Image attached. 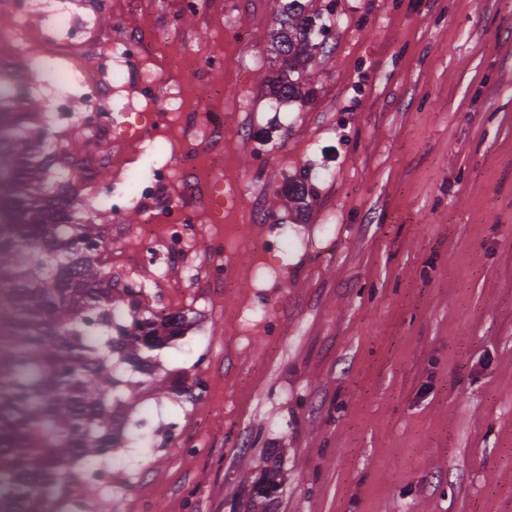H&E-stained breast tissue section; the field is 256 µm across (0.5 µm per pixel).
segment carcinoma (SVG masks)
Instances as JSON below:
<instances>
[{"mask_svg":"<svg viewBox=\"0 0 512 512\" xmlns=\"http://www.w3.org/2000/svg\"><path fill=\"white\" fill-rule=\"evenodd\" d=\"M279 16L273 47L297 78L274 82L272 95L308 97L306 74L327 54L325 17L303 0H288ZM17 98L0 79V512H64L67 498L97 485L68 465H99L123 436L117 366L152 375L145 351L179 336L185 317L129 330L141 323L135 293L99 264L104 232L83 223L65 184L44 179L52 157L30 113L11 109ZM278 488L256 482L254 504L267 506Z\"/></svg>","mask_w":512,"mask_h":512,"instance_id":"cac0c4a2","label":"carcinoma"}]
</instances>
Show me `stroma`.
Masks as SVG:
<instances>
[{
  "mask_svg": "<svg viewBox=\"0 0 512 512\" xmlns=\"http://www.w3.org/2000/svg\"><path fill=\"white\" fill-rule=\"evenodd\" d=\"M101 39L168 26L176 0H82ZM343 18L318 65L313 97L285 101L290 124L266 107L269 79L284 70L271 48L276 0H239L185 14L168 37L155 112L179 77L196 72L222 90L218 119L248 107L257 130H277L265 161L233 133L212 179L232 180L240 207L265 215L246 242L237 214L194 225L237 286L198 288L171 266L156 306H205L204 333L152 351L156 375L201 380L202 396L157 397L142 383L114 450L130 476L116 512H255L250 488L275 468L281 486L268 512H512V0H312ZM14 52L24 98L51 103L30 60ZM219 55L224 67L206 71ZM280 110V111H281ZM158 162L179 164L193 145L180 120L144 127ZM333 157L336 179L314 171ZM144 158L127 153L78 177L84 208ZM305 180L302 202L288 186ZM344 223H331L334 214ZM296 236L287 260L281 225ZM174 421L180 443L153 448Z\"/></svg>",
  "mask_w": 512,
  "mask_h": 512,
  "instance_id": "1",
  "label": "stroma"
}]
</instances>
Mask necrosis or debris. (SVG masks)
Listing matches in <instances>:
<instances>
[{
	"label": "necrosis or debris",
	"mask_w": 512,
	"mask_h": 512,
	"mask_svg": "<svg viewBox=\"0 0 512 512\" xmlns=\"http://www.w3.org/2000/svg\"><path fill=\"white\" fill-rule=\"evenodd\" d=\"M1 9L10 12L17 20L14 28L0 32L1 43L15 48L37 40L43 45L37 67L42 83L52 92L50 120L53 125L59 126L70 120L67 104L77 95L82 99L84 115L89 120L87 130L94 141L145 158L155 154V140L133 132L135 122L142 120L143 115L125 90L133 82L143 97H153L155 70L151 63L166 59L163 40L129 29L124 38L112 42L106 66L90 69L83 65L82 59L97 48L96 30L88 22L75 24L71 0H0ZM33 13L44 17L43 26L31 28L26 25V17ZM161 109L176 113L188 132L207 145L212 159L222 157L220 128L205 106L188 100L181 84L171 85ZM197 169V157L193 154L184 156L174 172L168 165L153 164L149 174L133 175L128 182L114 186L110 194L100 197L98 205L103 209L141 207L173 178H189ZM159 220L165 226V243L157 245L150 229H142L140 261L153 264L158 278L162 279L174 260L189 254L196 258L187 268L189 278L197 283L222 282L221 266L200 257L199 241L189 229L192 216L187 210L170 207Z\"/></svg>",
	"instance_id": "1"
}]
</instances>
